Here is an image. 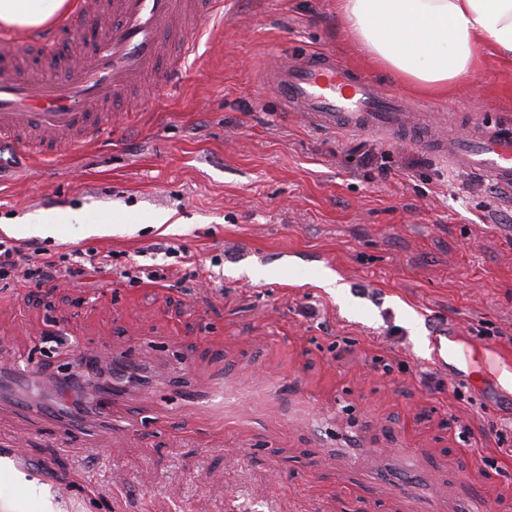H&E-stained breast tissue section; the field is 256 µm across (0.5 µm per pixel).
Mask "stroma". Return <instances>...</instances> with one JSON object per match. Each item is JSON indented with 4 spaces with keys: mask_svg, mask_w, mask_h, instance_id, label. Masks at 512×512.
<instances>
[{
    "mask_svg": "<svg viewBox=\"0 0 512 512\" xmlns=\"http://www.w3.org/2000/svg\"><path fill=\"white\" fill-rule=\"evenodd\" d=\"M182 70L128 98L112 130L48 162L0 150V235L60 252L188 250L197 276L167 287L86 272L34 288L0 283V368L27 362L25 386L0 389V457L33 483L29 512H467L462 491L512 512V410L470 380L426 383L433 338L459 324V355L488 376L489 348L512 353V229L491 213L481 171L383 134L330 129L289 112L269 73L289 56L334 54L412 108L512 121V62L485 55L447 95L411 92L343 32L336 0H224L188 31ZM80 212L100 223L43 236L36 217ZM168 211V231L146 224ZM124 223H112L113 215ZM344 289L320 284L324 272ZM117 351L158 381L126 392L156 418L113 449L61 446L60 422L18 419L19 399L78 360ZM223 381L214 418L184 406ZM403 448L438 483L409 496L360 473L361 446ZM335 449L334 466L318 461Z\"/></svg>",
    "mask_w": 512,
    "mask_h": 512,
    "instance_id": "1",
    "label": "stroma"
}]
</instances>
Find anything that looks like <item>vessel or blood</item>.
Instances as JSON below:
<instances>
[{"mask_svg": "<svg viewBox=\"0 0 512 512\" xmlns=\"http://www.w3.org/2000/svg\"><path fill=\"white\" fill-rule=\"evenodd\" d=\"M222 6L223 0H80L70 21L95 24L94 47L62 48L54 37L38 35L33 39L41 56L38 66L22 55L0 58V143L49 158L74 143L96 141L112 128L113 106L184 65L193 50L181 35L185 25ZM58 69L64 76L57 81L52 73ZM270 85L285 104L318 125L398 135L512 189V128L475 121L466 135L442 142L425 122L410 121L401 97L327 52L286 62ZM393 459L390 449H371L367 477L380 478Z\"/></svg>", "mask_w": 512, "mask_h": 512, "instance_id": "obj_1", "label": "vessel or blood"}]
</instances>
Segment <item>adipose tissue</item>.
I'll return each mask as SVG.
<instances>
[{
  "mask_svg": "<svg viewBox=\"0 0 512 512\" xmlns=\"http://www.w3.org/2000/svg\"><path fill=\"white\" fill-rule=\"evenodd\" d=\"M69 7L68 0H0V29L38 28ZM337 11L368 59L425 92L465 82L485 52L512 61V0H337Z\"/></svg>",
  "mask_w": 512,
  "mask_h": 512,
  "instance_id": "ef3b65f1",
  "label": "adipose tissue"
}]
</instances>
